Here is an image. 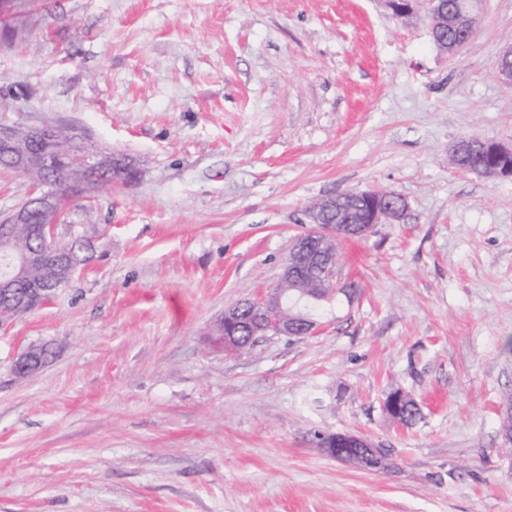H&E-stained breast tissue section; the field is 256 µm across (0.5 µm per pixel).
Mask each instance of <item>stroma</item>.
Segmentation results:
<instances>
[{
	"label": "stroma",
	"mask_w": 512,
	"mask_h": 512,
	"mask_svg": "<svg viewBox=\"0 0 512 512\" xmlns=\"http://www.w3.org/2000/svg\"><path fill=\"white\" fill-rule=\"evenodd\" d=\"M9 21L0 123L75 128L140 173L70 207L91 261L0 328V512H512V179L448 162L512 145V0H482L452 56L385 0H26ZM367 189L409 209L340 245L359 294L320 336L224 355L216 319L276 281L305 207ZM34 345L51 356L17 376ZM398 389L413 426L383 409ZM316 444L319 448L332 458H336L340 461L348 463L349 454L345 451L339 452L338 448H350L351 446H357L359 448H365V456H369L370 460L376 464L372 469L369 470H382L377 460L383 454L380 448H376L366 438L356 435L353 433H328L318 431L315 436Z\"/></svg>",
	"instance_id": "1"
}]
</instances>
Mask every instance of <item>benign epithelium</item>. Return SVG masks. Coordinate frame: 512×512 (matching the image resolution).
<instances>
[{"mask_svg":"<svg viewBox=\"0 0 512 512\" xmlns=\"http://www.w3.org/2000/svg\"><path fill=\"white\" fill-rule=\"evenodd\" d=\"M479 5L480 0H454L451 6L442 3V0H428L431 34L441 51L455 54L471 41L479 22ZM459 27L466 28L467 33L454 41L438 37L445 30L454 31ZM497 66L499 73L512 82V44L499 53ZM28 132L36 133L40 143L46 145L47 149L32 150L29 136L14 126L0 125V156L18 168H44L50 158L61 155V140L71 143L77 140L73 130L51 125L32 127ZM480 146L494 160V164L476 161L473 142L467 138L459 140L452 148L449 155L451 164L461 172H475L494 179L512 178V145L484 139L480 141ZM358 196L362 203L357 210L349 206L343 193L319 199L304 210L302 223L312 225L313 230L293 241L282 263L276 287L224 310L219 324L234 327L253 341L265 336L304 337L321 332L323 321L308 311L314 296L302 290L299 297L288 299L286 293L297 289V280L305 277L313 278L325 288H337L338 242L365 237L373 233L379 224H399L407 213L408 206L402 198L392 203L389 196L380 191H361ZM34 209L43 216L42 250L52 249L56 255H61L59 198L53 188L32 189L29 203L1 218L0 223L29 224ZM36 262V255L31 253L18 257L4 255L3 264L0 265V285L6 288L14 280L23 278L25 269ZM29 285V299L38 305L49 301L55 292V289L40 282L31 281ZM315 440L327 455L345 463L348 462L349 454L344 449L354 445L363 448L370 460L376 463L373 470L381 469L377 465L382 455L381 449L360 435L319 431Z\"/></svg>","mask_w":512,"mask_h":512,"instance_id":"benign-epithelium-1","label":"benign epithelium"}]
</instances>
